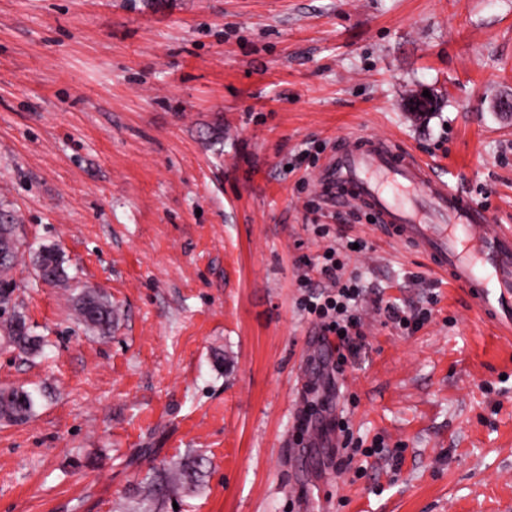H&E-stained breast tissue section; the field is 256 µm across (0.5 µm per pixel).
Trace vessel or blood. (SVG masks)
I'll return each instance as SVG.
<instances>
[{
    "mask_svg": "<svg viewBox=\"0 0 512 512\" xmlns=\"http://www.w3.org/2000/svg\"><path fill=\"white\" fill-rule=\"evenodd\" d=\"M318 180L324 199L372 216L512 332V226H491L487 208L394 140L350 137L326 157Z\"/></svg>",
    "mask_w": 512,
    "mask_h": 512,
    "instance_id": "1",
    "label": "vessel or blood"
}]
</instances>
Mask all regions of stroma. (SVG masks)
<instances>
[{
  "label": "stroma",
  "instance_id": "1",
  "mask_svg": "<svg viewBox=\"0 0 512 512\" xmlns=\"http://www.w3.org/2000/svg\"><path fill=\"white\" fill-rule=\"evenodd\" d=\"M504 98L512 0H0V209L45 342L0 348V388L41 393L0 423V512H512V335L367 219L307 206L362 134L512 225ZM358 238L360 349L339 375L300 279ZM44 248L65 280H39ZM87 289L111 335L79 320ZM389 304L432 315L407 335ZM342 415L384 441L364 476L336 468ZM196 456V480L145 506L153 469Z\"/></svg>",
  "mask_w": 512,
  "mask_h": 512
}]
</instances>
